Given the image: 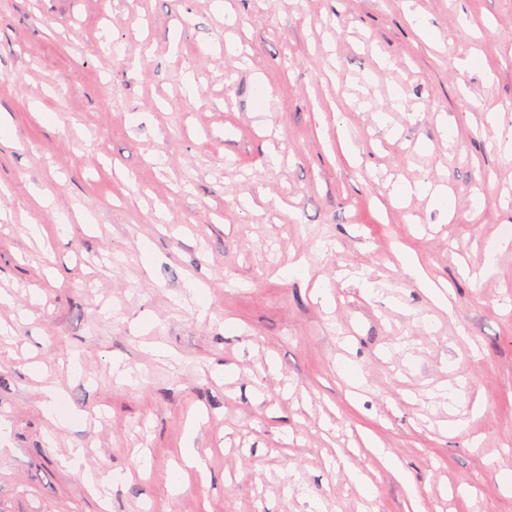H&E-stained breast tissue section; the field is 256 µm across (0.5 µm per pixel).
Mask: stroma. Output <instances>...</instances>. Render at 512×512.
<instances>
[{
  "label": "stroma",
  "mask_w": 512,
  "mask_h": 512,
  "mask_svg": "<svg viewBox=\"0 0 512 512\" xmlns=\"http://www.w3.org/2000/svg\"><path fill=\"white\" fill-rule=\"evenodd\" d=\"M1 112L0 512H512V0H0ZM413 194L430 195L439 205L448 203V189L443 185L433 186L431 182L420 180L414 184L406 183L399 187L397 199L402 201Z\"/></svg>",
  "instance_id": "obj_1"
}]
</instances>
